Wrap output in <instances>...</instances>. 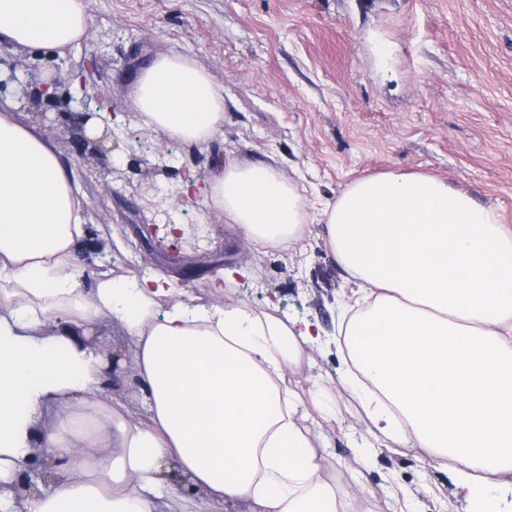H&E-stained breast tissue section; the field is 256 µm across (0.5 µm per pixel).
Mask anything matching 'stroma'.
I'll use <instances>...</instances> for the list:
<instances>
[{"mask_svg":"<svg viewBox=\"0 0 512 512\" xmlns=\"http://www.w3.org/2000/svg\"><path fill=\"white\" fill-rule=\"evenodd\" d=\"M93 63L84 48L44 58L0 43L16 74H57L63 88L83 75L112 101L114 121L22 110L82 182L89 239L77 275L173 281L174 299L243 304L311 324L290 387L324 413L315 433L326 473L357 512H479L483 498L512 512V476H487L484 496L457 494V465L430 460L413 443L375 440L344 379L332 339L353 285L324 240L321 210L352 181L385 171L446 179L493 207L512 228V0H87ZM193 58L224 94V122L199 148L143 125L133 91L160 53ZM264 161L297 185L307 226L289 248L255 247L223 210L189 201L227 163ZM199 228L177 250L156 225ZM235 270L222 294L210 281ZM119 357L121 383L134 375L128 334L103 316L86 326Z\"/></svg>","mask_w":512,"mask_h":512,"instance_id":"stroma-1","label":"stroma"}]
</instances>
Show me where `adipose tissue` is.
Listing matches in <instances>:
<instances>
[{"instance_id":"adipose-tissue-1","label":"adipose tissue","mask_w":512,"mask_h":512,"mask_svg":"<svg viewBox=\"0 0 512 512\" xmlns=\"http://www.w3.org/2000/svg\"><path fill=\"white\" fill-rule=\"evenodd\" d=\"M87 28L86 0H0V43L37 56L79 47ZM135 100L148 127L200 148L224 120L220 89L180 54L142 69ZM207 200L257 245L296 243L307 221L298 188L265 162L226 166ZM323 217L357 285L336 346L363 414L461 466L466 497L480 475H512V230L446 181L394 171L354 181ZM85 235L75 169L0 107V482L38 448L56 473L41 495L0 497V512H158L172 465L217 507L353 512L286 383L311 328L242 305L161 306L173 288L161 276L102 271L83 290L73 268ZM102 315L131 338L140 419L123 398L87 400L105 384V353L76 329ZM51 406L63 417L46 433Z\"/></svg>"}]
</instances>
